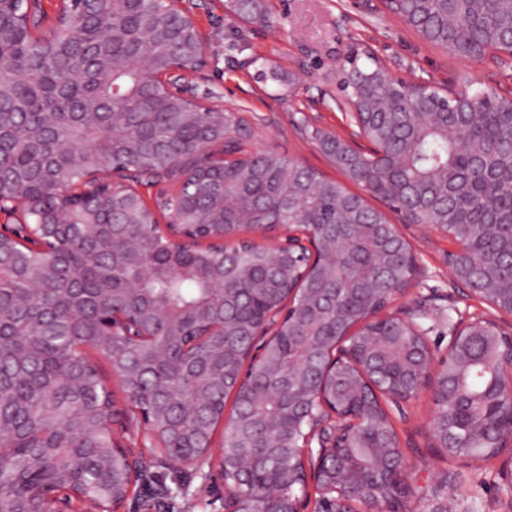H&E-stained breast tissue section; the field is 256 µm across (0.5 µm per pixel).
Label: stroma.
<instances>
[{
  "mask_svg": "<svg viewBox=\"0 0 512 512\" xmlns=\"http://www.w3.org/2000/svg\"><path fill=\"white\" fill-rule=\"evenodd\" d=\"M190 6L197 30L207 38L205 65L194 80L198 96L246 112L252 149L279 152L328 178L339 173L313 133L319 129L350 144L356 141L336 83V71L352 51L370 50L392 76L409 83L502 95L512 91V56L499 62L457 58L421 37L381 0H267L270 19L265 23L234 20L226 0H191ZM262 62L289 73L292 84L261 77ZM386 217L417 258L416 275L391 307L424 314L435 352L448 345L449 320L462 314L474 311L512 326V314L460 292L448 268L456 245L446 233L403 223L391 211ZM433 409L426 390L392 416L409 465L404 512H512L507 454L488 462L448 458L431 435ZM152 472L167 492L163 512H224V498L214 490L215 471L204 467L188 476L158 462Z\"/></svg>",
  "mask_w": 512,
  "mask_h": 512,
  "instance_id": "35a3bbf8",
  "label": "stroma"
}]
</instances>
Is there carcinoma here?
Wrapping results in <instances>:
<instances>
[{
    "label": "carcinoma",
    "mask_w": 512,
    "mask_h": 512,
    "mask_svg": "<svg viewBox=\"0 0 512 512\" xmlns=\"http://www.w3.org/2000/svg\"><path fill=\"white\" fill-rule=\"evenodd\" d=\"M386 6L428 41L465 59L512 55V0H386ZM24 0L0 7V197L22 202L26 224L0 234V512H51L55 498L70 507L110 512L125 497L132 475L113 452L112 392L89 351L112 366L130 402V417L149 416L146 433L155 458L177 455L211 463L217 425L226 421L224 488L235 500L259 503L271 491L303 493L305 445L312 400L296 404L288 373L296 371L305 327L291 315L277 326L265 359L249 364L250 386L237 391L229 419L225 400L244 356L224 361L209 336L188 346L201 322L223 314L215 272L223 255L211 246L176 251L156 213L177 211L182 236L218 235V211L209 185L224 181V205L250 216L249 226H288L318 236H346L336 282L305 258L294 261V282L253 242L237 245L243 269L262 274L265 288L239 292L232 318L264 321L268 312L306 303V291L328 288L310 374L336 340L366 336L365 318L406 287L413 259L405 253L386 265L377 252L381 212L343 183L324 179L274 152L253 154L251 127L241 112L210 108L192 124L190 107L165 93L158 77L180 63L197 68L204 51L194 26L173 21L158 0H67L54 37L42 41L26 25ZM246 22H267L266 0H230ZM351 119L373 149L346 150L341 140L315 132L345 178L410 224H436L469 243L483 274L512 280V98L477 90L454 96L391 77L368 52L348 55L338 72ZM224 142L232 159L206 167V147ZM138 172L174 169L197 177L177 180L155 207L134 208L124 197L141 181L104 186L116 206L88 203L78 187L87 176L113 168ZM65 223L44 228V212ZM487 299L512 306V288H492ZM145 311L159 339L138 346L126 336H102L99 318L112 307ZM401 352L420 348L416 334L387 321ZM496 370L484 361L465 389L477 393ZM450 420L455 448L448 457L489 461L493 424L478 404H458ZM362 440L379 432L404 459L398 435L380 398L358 410ZM369 499L400 512L394 482L365 475Z\"/></svg>",
    "instance_id": "1"
}]
</instances>
